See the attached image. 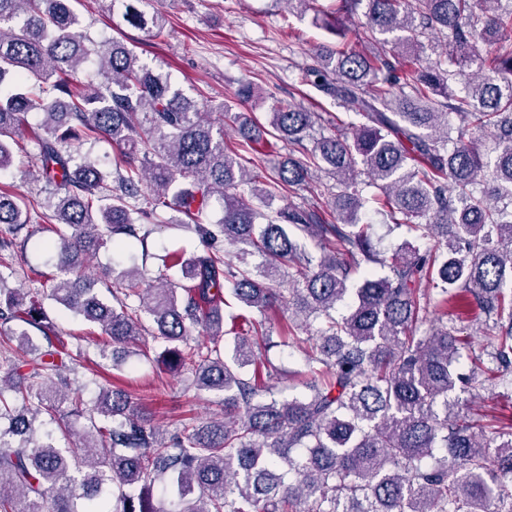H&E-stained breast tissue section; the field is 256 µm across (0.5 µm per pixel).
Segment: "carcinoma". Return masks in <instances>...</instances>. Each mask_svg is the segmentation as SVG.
Instances as JSON below:
<instances>
[{
  "label": "carcinoma",
  "mask_w": 512,
  "mask_h": 512,
  "mask_svg": "<svg viewBox=\"0 0 512 512\" xmlns=\"http://www.w3.org/2000/svg\"><path fill=\"white\" fill-rule=\"evenodd\" d=\"M72 2L0 0V172L12 168L17 131L37 111L44 181L35 197L0 192V267L18 259L11 235L48 211L57 236L51 299L114 344L141 335L140 312L150 315L170 368L224 393V418L169 440L128 394L103 387L92 412L111 425L78 436L80 454L57 447L51 430L35 437L44 416L70 440L68 418L86 408L71 391L74 368L55 362L71 354L49 339L40 294L0 277V322L21 321L48 343L24 372V331L17 357L0 364L14 376L5 384L0 375V512H167L157 485L184 504L180 512H512V427L490 438L471 417L477 390L512 387V3L336 0L323 23L338 45L311 53L302 79L346 118L278 100L269 138L238 115L234 146L133 49L74 32ZM119 2L125 23L164 36L160 10ZM284 2L322 13L319 0ZM359 13L365 37L380 45L369 54L347 45ZM429 38L445 47L430 60ZM89 65L96 79L72 82ZM473 68L485 77L452 92ZM101 136L118 150L111 169L71 152L72 142ZM280 142L288 158L267 170L253 175L239 161ZM287 187L320 204L273 207ZM215 196L224 201L216 223H170L207 248L162 259L191 285H155L144 265L119 283L105 272L108 303L81 273L80 259L109 242L145 243L151 228L139 217L172 206L203 215ZM372 204L413 241L379 254L359 222ZM302 239L320 248L319 260ZM373 265L388 274L375 276ZM285 281L292 318L265 347H300L305 365L302 393L279 399L262 381L275 367L258 361L252 337L265 335L263 315ZM230 299L242 310L230 352L176 346L198 326L224 337ZM450 306L475 311L490 350L465 345Z\"/></svg>",
  "instance_id": "1"
}]
</instances>
